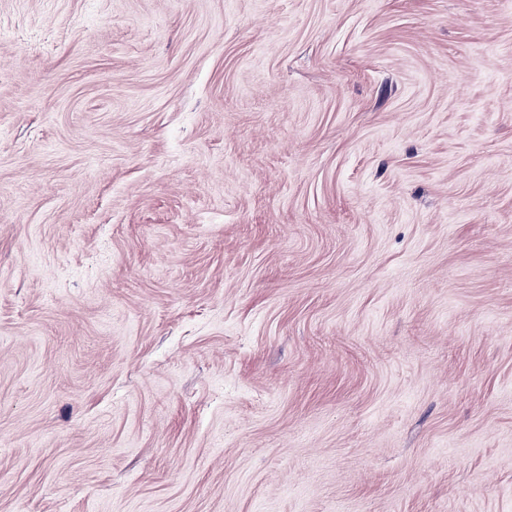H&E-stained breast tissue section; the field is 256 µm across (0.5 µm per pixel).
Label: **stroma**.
I'll return each mask as SVG.
<instances>
[{"label":"stroma","instance_id":"obj_1","mask_svg":"<svg viewBox=\"0 0 512 512\" xmlns=\"http://www.w3.org/2000/svg\"><path fill=\"white\" fill-rule=\"evenodd\" d=\"M0 512H512V0H0Z\"/></svg>","mask_w":512,"mask_h":512}]
</instances>
